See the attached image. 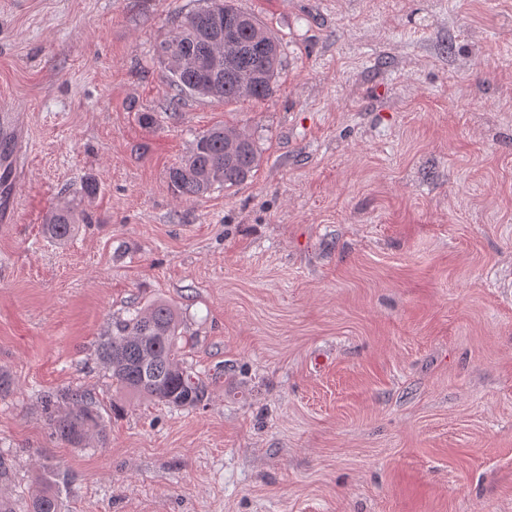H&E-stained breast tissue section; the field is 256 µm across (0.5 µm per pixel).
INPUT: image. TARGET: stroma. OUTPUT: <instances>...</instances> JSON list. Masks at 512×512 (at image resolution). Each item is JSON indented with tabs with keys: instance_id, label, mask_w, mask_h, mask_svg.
I'll return each instance as SVG.
<instances>
[{
	"instance_id": "stroma-1",
	"label": "stroma",
	"mask_w": 512,
	"mask_h": 512,
	"mask_svg": "<svg viewBox=\"0 0 512 512\" xmlns=\"http://www.w3.org/2000/svg\"><path fill=\"white\" fill-rule=\"evenodd\" d=\"M196 0H0L27 114L0 228V504L62 512H512V0H235L282 43L260 102L170 110L155 53ZM215 125L242 184L179 197ZM99 184L67 243L47 213ZM164 299L203 406L116 390L96 345ZM91 394L74 448L45 395ZM60 504L57 493L50 483L38 487L32 495L28 512H59Z\"/></svg>"
}]
</instances>
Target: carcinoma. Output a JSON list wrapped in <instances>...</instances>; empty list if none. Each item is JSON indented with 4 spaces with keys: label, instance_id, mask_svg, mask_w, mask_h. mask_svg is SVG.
I'll return each mask as SVG.
<instances>
[{
    "label": "carcinoma",
    "instance_id": "cac0c4a2",
    "mask_svg": "<svg viewBox=\"0 0 512 512\" xmlns=\"http://www.w3.org/2000/svg\"><path fill=\"white\" fill-rule=\"evenodd\" d=\"M232 32L233 68L210 66L211 53L224 48ZM171 51L178 62L165 74L175 91L172 107L184 96L229 103L263 101L272 96L280 66L281 44L256 17L234 7L233 0H199L197 7L177 17L174 32L157 45V52ZM257 165V150L248 136L226 127L199 136L189 156L168 171L171 185L188 198L219 187L245 182ZM89 222L79 203L53 210L46 218L44 233L65 242L77 226ZM177 309L166 301L112 321V329L98 346V356L119 390L174 408L201 405L208 395V378L185 360L190 339L180 332ZM64 399L67 412L49 416L56 435L75 447L84 444L90 432L99 429L100 416L80 391H69ZM28 512H60L57 493L50 483L38 487Z\"/></svg>",
    "mask_w": 512,
    "mask_h": 512
}]
</instances>
